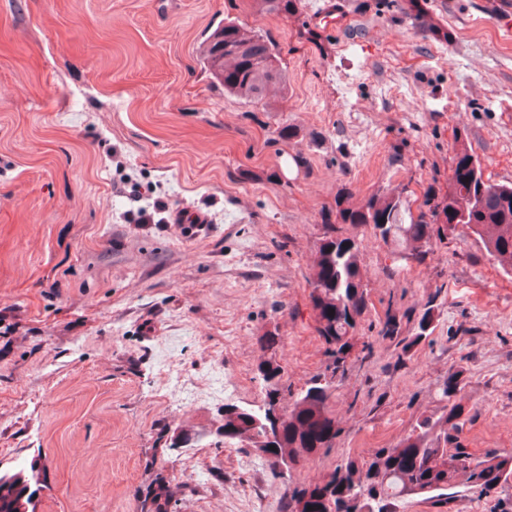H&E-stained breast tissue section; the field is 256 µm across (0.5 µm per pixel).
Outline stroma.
Wrapping results in <instances>:
<instances>
[{"label": "stroma", "mask_w": 512, "mask_h": 512, "mask_svg": "<svg viewBox=\"0 0 512 512\" xmlns=\"http://www.w3.org/2000/svg\"><path fill=\"white\" fill-rule=\"evenodd\" d=\"M331 2L0 0V462L39 459L37 512H140L160 478L165 512H281L288 488L442 413L452 371L459 445L512 455V275L461 230L414 260L336 216L346 190L414 213L444 197L461 141L512 182V0H340L339 28ZM227 19L280 48V91L213 81L200 45ZM158 200L204 228L136 223ZM329 235L358 243L369 300L337 376L309 297ZM429 303L410 350L382 335L390 315L412 335ZM316 377L329 448L282 477L225 445V401L282 415ZM398 512H512V489ZM259 370L262 375V380L267 384L268 386V397L270 401L273 403L275 402L278 394H279V382L282 378V372L283 369L280 364H278L276 361H266L264 362L260 367Z\"/></svg>", "instance_id": "35a3bbf8"}]
</instances>
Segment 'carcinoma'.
I'll return each instance as SVG.
<instances>
[{
    "label": "carcinoma",
    "mask_w": 512,
    "mask_h": 512,
    "mask_svg": "<svg viewBox=\"0 0 512 512\" xmlns=\"http://www.w3.org/2000/svg\"><path fill=\"white\" fill-rule=\"evenodd\" d=\"M202 61L224 93L259 99L270 87L285 83L279 52L264 37L253 34L232 20H225L202 46ZM336 214L343 224L373 228L383 240H401L415 255L441 237L438 219L448 227L482 242L504 272L512 274V183L494 184L465 143H460L440 203L424 202L417 215L405 211L400 196L376 194L352 206L338 196ZM364 261L357 242L349 237L329 236L316 251L310 276V298L316 312L317 331L327 345L334 369L344 363L352 348L358 322L368 311L364 284ZM432 306L418 318L415 335L404 339L410 349L428 335ZM259 370L275 401L283 369L269 360ZM330 382L314 383L295 399L280 419L279 438L266 440V416L234 402L224 403V441L251 448L279 470H289L327 448L338 434L336 418L328 409ZM460 391L459 375L448 374L441 388L446 402L441 415L426 416L412 433L392 448H380L369 459L347 456L321 482L290 492L284 512H396L397 503L414 497L444 496L456 488L486 495L512 487V455L475 456L454 444L463 407L454 401ZM38 463L30 469L0 471V512H36Z\"/></svg>",
    "instance_id": "cac0c4a2"
}]
</instances>
